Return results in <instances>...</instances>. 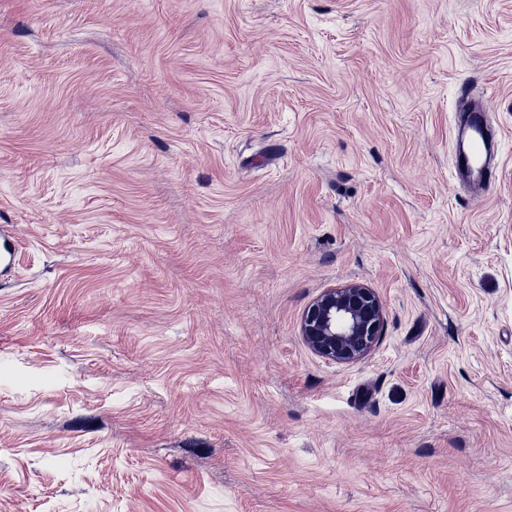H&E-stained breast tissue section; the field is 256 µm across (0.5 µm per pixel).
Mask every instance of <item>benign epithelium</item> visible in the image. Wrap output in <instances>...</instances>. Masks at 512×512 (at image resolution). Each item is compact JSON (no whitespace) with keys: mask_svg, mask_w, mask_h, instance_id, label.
I'll return each instance as SVG.
<instances>
[{"mask_svg":"<svg viewBox=\"0 0 512 512\" xmlns=\"http://www.w3.org/2000/svg\"><path fill=\"white\" fill-rule=\"evenodd\" d=\"M385 309L379 295L360 281L322 291L304 312L299 334L315 355L348 364L368 356L379 343Z\"/></svg>","mask_w":512,"mask_h":512,"instance_id":"7a95c632","label":"benign epithelium"}]
</instances>
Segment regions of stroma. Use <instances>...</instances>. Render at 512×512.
Wrapping results in <instances>:
<instances>
[{
	"label": "stroma",
	"mask_w": 512,
	"mask_h": 512,
	"mask_svg": "<svg viewBox=\"0 0 512 512\" xmlns=\"http://www.w3.org/2000/svg\"><path fill=\"white\" fill-rule=\"evenodd\" d=\"M1 237L0 512H512V0H0ZM458 100L462 109L454 131L453 177L460 183L475 178V186L487 188L495 178L497 168L491 159L498 153L499 141L489 125L485 106L470 102L466 86L459 91ZM385 309L379 295L360 281L322 291L304 312L299 334L318 357L348 364L368 356L379 343Z\"/></svg>",
	"instance_id": "stroma-1"
}]
</instances>
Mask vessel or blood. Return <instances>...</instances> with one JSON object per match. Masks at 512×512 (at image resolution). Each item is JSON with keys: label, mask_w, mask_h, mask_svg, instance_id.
Returning <instances> with one entry per match:
<instances>
[{"label": "vessel or blood", "mask_w": 512, "mask_h": 512, "mask_svg": "<svg viewBox=\"0 0 512 512\" xmlns=\"http://www.w3.org/2000/svg\"><path fill=\"white\" fill-rule=\"evenodd\" d=\"M458 100L462 109L454 131L453 176L461 183L473 181L478 187H489L496 173L492 159L499 150L498 138L489 125L485 106L471 101L468 88H461Z\"/></svg>", "instance_id": "obj_1"}]
</instances>
